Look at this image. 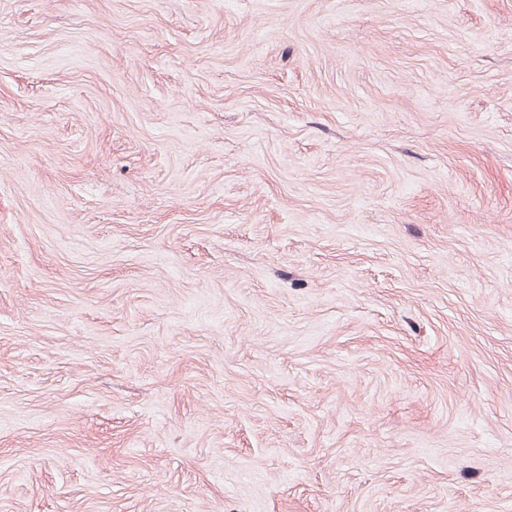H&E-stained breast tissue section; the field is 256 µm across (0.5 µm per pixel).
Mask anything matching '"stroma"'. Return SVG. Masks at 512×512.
<instances>
[{
    "instance_id": "35a3bbf8",
    "label": "stroma",
    "mask_w": 512,
    "mask_h": 512,
    "mask_svg": "<svg viewBox=\"0 0 512 512\" xmlns=\"http://www.w3.org/2000/svg\"><path fill=\"white\" fill-rule=\"evenodd\" d=\"M0 512H512V0H0Z\"/></svg>"
}]
</instances>
